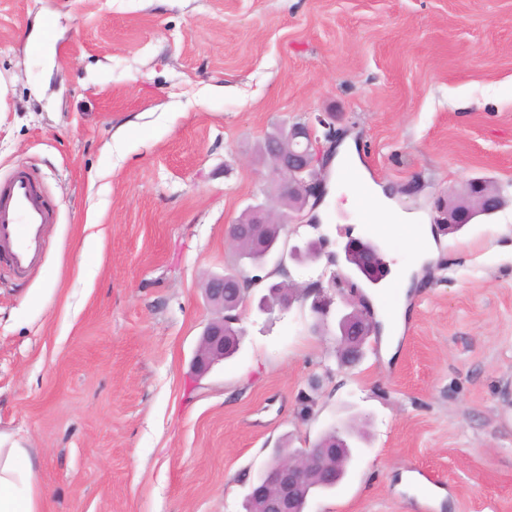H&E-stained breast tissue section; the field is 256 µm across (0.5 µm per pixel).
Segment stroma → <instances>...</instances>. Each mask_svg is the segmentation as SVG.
Here are the masks:
<instances>
[{"mask_svg": "<svg viewBox=\"0 0 512 512\" xmlns=\"http://www.w3.org/2000/svg\"><path fill=\"white\" fill-rule=\"evenodd\" d=\"M327 112L330 154L352 146L429 252L403 226L386 279L360 275L343 247L370 233L330 165L268 268L356 289L396 352L373 335L343 366L308 303L253 305L198 375L227 229L281 209L258 148ZM18 169L57 221L39 269L0 266V446L34 457L42 512H244L241 474L334 428L353 457L307 512H512V0H0V179ZM475 177L503 208L445 231L437 203Z\"/></svg>", "mask_w": 512, "mask_h": 512, "instance_id": "35a3bbf8", "label": "stroma"}]
</instances>
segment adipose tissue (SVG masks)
<instances>
[{"mask_svg":"<svg viewBox=\"0 0 512 512\" xmlns=\"http://www.w3.org/2000/svg\"><path fill=\"white\" fill-rule=\"evenodd\" d=\"M0 512H41L36 466L24 448H0Z\"/></svg>","mask_w":512,"mask_h":512,"instance_id":"obj_1","label":"adipose tissue"}]
</instances>
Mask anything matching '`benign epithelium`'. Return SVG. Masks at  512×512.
Returning <instances> with one entry per match:
<instances>
[{
    "label": "benign epithelium",
    "mask_w": 512,
    "mask_h": 512,
    "mask_svg": "<svg viewBox=\"0 0 512 512\" xmlns=\"http://www.w3.org/2000/svg\"><path fill=\"white\" fill-rule=\"evenodd\" d=\"M326 129L325 140L331 141L334 133L331 123L324 117L316 122L295 123L268 136L264 150L270 158V177L282 195L288 197V208L300 212L310 201H319L323 195V153L317 127ZM501 206L500 191L482 179H472L458 196L440 205L437 223L450 230H457L479 215H489ZM249 223L261 230L268 224L282 230L285 222L267 210H252ZM347 261L359 269L380 263L379 247L360 239H350L344 246ZM240 277L215 275L206 283L209 302L216 308L231 312L230 319L220 316L211 320L205 328L196 351L195 363L205 372L213 364L224 359V327L227 321L239 320V311L250 298L239 288ZM282 292L276 303L279 311L290 310L300 298L313 297L311 308L315 315L314 328L325 330L330 321L338 316L334 307L335 298L323 288H310L300 294L282 283L275 284ZM373 314L367 303L345 314L339 321V349L342 362L355 364L362 355L368 336L372 335ZM345 445L341 442L320 444L301 457L271 459L263 472L248 486L246 499L255 502L256 512H298L297 504L302 492L309 487L312 477L331 481L336 471L325 466L323 461L336 457Z\"/></svg>",
    "instance_id": "obj_1"
}]
</instances>
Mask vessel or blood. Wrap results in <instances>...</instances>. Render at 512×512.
<instances>
[{
  "label": "vessel or blood",
  "instance_id": "obj_1",
  "mask_svg": "<svg viewBox=\"0 0 512 512\" xmlns=\"http://www.w3.org/2000/svg\"><path fill=\"white\" fill-rule=\"evenodd\" d=\"M342 178L356 193L362 222L370 225L372 236H383V227L373 223L361 173L347 171ZM54 220L53 205L26 171L0 179V259L15 276H26L40 265Z\"/></svg>",
  "mask_w": 512,
  "mask_h": 512
}]
</instances>
